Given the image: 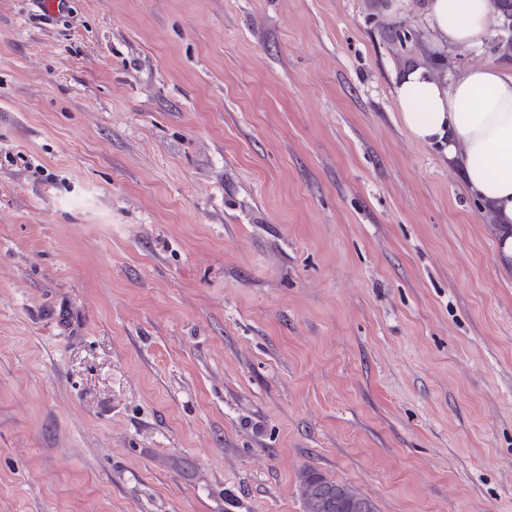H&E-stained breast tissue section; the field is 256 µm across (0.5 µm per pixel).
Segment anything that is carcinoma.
<instances>
[{"label": "carcinoma", "instance_id": "cac0c4a2", "mask_svg": "<svg viewBox=\"0 0 512 512\" xmlns=\"http://www.w3.org/2000/svg\"><path fill=\"white\" fill-rule=\"evenodd\" d=\"M499 15V35L491 50L502 57H512V0H494ZM303 512H376L374 503L352 486L327 478L313 467L298 474Z\"/></svg>", "mask_w": 512, "mask_h": 512}]
</instances>
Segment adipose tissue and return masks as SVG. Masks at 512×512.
I'll use <instances>...</instances> for the list:
<instances>
[{"instance_id":"adipose-tissue-1","label":"adipose tissue","mask_w":512,"mask_h":512,"mask_svg":"<svg viewBox=\"0 0 512 512\" xmlns=\"http://www.w3.org/2000/svg\"><path fill=\"white\" fill-rule=\"evenodd\" d=\"M426 12L439 47L481 46L496 21L492 0H427ZM394 102L411 136L442 145L466 192L488 207L499 260L512 267V65L486 62L445 80L419 62L399 77Z\"/></svg>"}]
</instances>
